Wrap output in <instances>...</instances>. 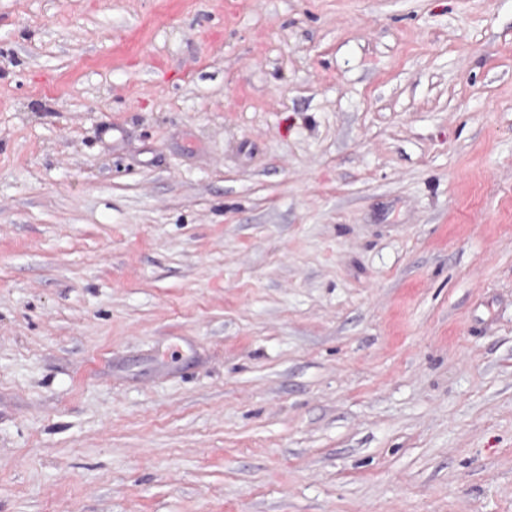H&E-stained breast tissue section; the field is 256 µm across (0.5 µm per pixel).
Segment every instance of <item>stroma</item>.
Returning <instances> with one entry per match:
<instances>
[{
	"mask_svg": "<svg viewBox=\"0 0 512 512\" xmlns=\"http://www.w3.org/2000/svg\"><path fill=\"white\" fill-rule=\"evenodd\" d=\"M0 512H512V0H0Z\"/></svg>",
	"mask_w": 512,
	"mask_h": 512,
	"instance_id": "35a3bbf8",
	"label": "stroma"
}]
</instances>
